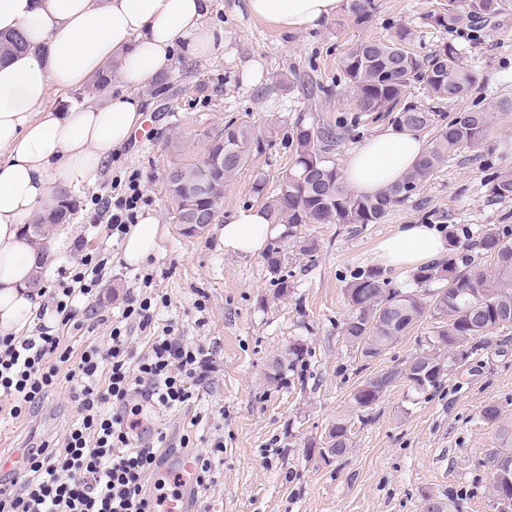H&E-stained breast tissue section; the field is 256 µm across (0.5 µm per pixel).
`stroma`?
<instances>
[{
    "label": "stroma",
    "mask_w": 512,
    "mask_h": 512,
    "mask_svg": "<svg viewBox=\"0 0 512 512\" xmlns=\"http://www.w3.org/2000/svg\"><path fill=\"white\" fill-rule=\"evenodd\" d=\"M446 0H374L375 13L356 24L347 8L319 28L282 31L252 18L246 0H211L210 27L223 30L224 47L208 57L176 50L162 81L137 90L147 103L143 132L105 166L97 185L73 192L74 211L61 230L70 248L50 258L41 286L54 285L60 266L77 249L104 252L110 265L96 294L83 304L78 327L63 328L66 345L81 351L105 346L112 322L132 296H162L156 328L208 350L214 370L197 399L181 409L155 407L139 393L141 440L165 435V455L183 446L207 453L213 478L202 489L198 512H420L426 495L457 497L460 512H500L488 489L487 459L501 451L495 426L482 406L502 404L512 418V327L497 331L471 361L452 370L428 394L399 382L372 409L351 397L369 374L407 363L427 348L438 324L423 317L379 357H364L342 328L351 309L345 288L357 271L379 267L378 243L401 224L450 227L460 242L459 264L481 261L473 248L490 224L512 225V199L488 197L489 170L512 167V115L498 114L512 100V7L475 35L449 33L432 14ZM412 30L410 48L426 56L455 41L476 75L467 98L440 103L441 111L483 109L493 114L486 142L443 164L408 200L378 224H306L315 241L309 255L289 251L284 261L288 297L276 299L264 255L224 253L217 227L197 236L176 223L166 190V170L180 153L196 151L198 136L230 120L259 130L265 146L224 189V209L257 204L256 182L274 190L294 158L289 139L297 121L340 124L331 158L343 167L348 152L389 126L387 118L359 116L340 61L357 43L389 39L396 28ZM139 175L149 199L144 214L156 217L161 240L138 267L121 258L122 244L109 237L93 202L113 196L118 183ZM303 356L288 366V350ZM75 416L67 388H59L23 418L0 423V448L18 451L61 442ZM348 427L349 452L323 462L336 422Z\"/></svg>",
    "instance_id": "35a3bbf8"
}]
</instances>
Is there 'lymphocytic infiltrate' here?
<instances>
[{
  "label": "lymphocytic infiltrate",
  "mask_w": 512,
  "mask_h": 512,
  "mask_svg": "<svg viewBox=\"0 0 512 512\" xmlns=\"http://www.w3.org/2000/svg\"><path fill=\"white\" fill-rule=\"evenodd\" d=\"M147 202L138 175H131L124 192L100 204L111 234H126ZM107 263L86 253L61 267L49 294L50 317H39L30 335L0 337V402L9 403L11 418L29 413L64 383L77 412L62 447L27 449L23 468L0 475V512H164L166 493L144 488L160 460L153 447L137 444L141 409L128 398L140 390L156 405L180 408L207 381L212 360L169 325L147 355L134 357L128 324L144 329L156 317L151 299L134 296L106 349L91 346L77 355L62 346L60 326L75 320L80 299L93 296Z\"/></svg>",
  "instance_id": "f902f5d3"
}]
</instances>
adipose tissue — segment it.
I'll use <instances>...</instances> for the list:
<instances>
[{
    "label": "adipose tissue",
    "instance_id": "adipose-tissue-1",
    "mask_svg": "<svg viewBox=\"0 0 512 512\" xmlns=\"http://www.w3.org/2000/svg\"><path fill=\"white\" fill-rule=\"evenodd\" d=\"M341 0H246L250 14L283 31L320 27ZM210 0H0V31L24 35V52L0 59V335L13 336L41 304L33 277L64 235L35 239L25 228L59 204L61 188L94 185L106 163L140 128L145 104L133 87L161 77L175 47L192 57L220 47L205 24ZM114 64L122 92L93 97L67 112L52 91L79 89ZM418 134L386 130L354 147L343 178L358 195L401 180L423 154ZM263 208L241 206L218 231L225 253L253 256L279 235ZM153 216L134 224L122 259L143 264L159 246ZM379 260L394 269L432 265L448 243L432 224H402L382 240Z\"/></svg>",
    "mask_w": 512,
    "mask_h": 512
}]
</instances>
